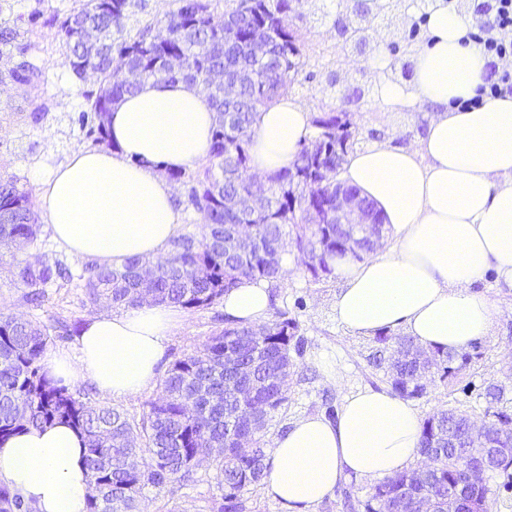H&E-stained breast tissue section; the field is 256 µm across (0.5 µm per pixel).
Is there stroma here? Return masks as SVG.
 I'll return each mask as SVG.
<instances>
[{
    "label": "stroma",
    "mask_w": 512,
    "mask_h": 512,
    "mask_svg": "<svg viewBox=\"0 0 512 512\" xmlns=\"http://www.w3.org/2000/svg\"><path fill=\"white\" fill-rule=\"evenodd\" d=\"M78 0H0V26L15 29L17 44L27 48L28 58L42 71L40 82L22 85L4 78L0 80V179L16 181L18 187L36 190L31 177L34 168L56 165L74 150L92 146L79 116L85 108L84 91L93 88L94 77L77 79L64 64L63 47L55 30L30 26L29 15H67L77 8ZM336 0H302L300 13L290 16L289 24L301 36L304 66L292 89V95L311 106L313 113L339 112L345 109L344 92L329 89L330 73L349 76L352 85L366 94L353 110L357 128L356 149L385 143L393 147L407 146L427 123L421 109L385 111L374 95L372 76L350 66V48L338 41L333 25ZM376 36L368 37L369 50L380 44H395L397 60L386 72L391 80H403V67L413 54L424 47V35H411L409 26L378 24ZM45 105L39 122H32L34 106ZM59 260L72 273H80L85 260L67 252L54 239L49 225H41L38 236L29 247L19 249L0 242V311L45 325L56 321L82 323L88 317L105 312V304L90 305L81 281L77 278L61 287L47 289L41 306L24 299L25 290L17 281L18 267L30 259ZM284 276L273 286L278 307L287 309L299 324L303 338L301 351L293 353L294 367L288 381V402L277 411L261 439L270 444L275 435L284 433L291 423L303 416H329L340 410L345 398L360 389H388V376L367 361L372 340L352 334L340 326L334 315L340 281L336 275L312 277L295 253H287L283 261ZM478 292L493 300L497 307L489 336L478 341V358L463 366L448 382H428L425 393L412 404L421 418L440 409H454L468 415L471 421H484L486 403L483 392L494 383L506 390L507 407H512V366H505L512 356V288L497 285L494 277L477 286ZM222 304L199 311H182V326L169 337L159 373H166L176 359L200 351L212 333L222 325ZM217 490L210 471L202 469L194 483L171 486L159 492L146 490L147 512H212Z\"/></svg>",
    "instance_id": "stroma-1"
}]
</instances>
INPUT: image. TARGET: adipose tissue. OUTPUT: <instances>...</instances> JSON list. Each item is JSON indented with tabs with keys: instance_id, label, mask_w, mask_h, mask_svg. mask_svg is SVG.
I'll list each match as a JSON object with an SVG mask.
<instances>
[{
	"instance_id": "obj_1",
	"label": "adipose tissue",
	"mask_w": 512,
	"mask_h": 512,
	"mask_svg": "<svg viewBox=\"0 0 512 512\" xmlns=\"http://www.w3.org/2000/svg\"><path fill=\"white\" fill-rule=\"evenodd\" d=\"M468 19L434 0L426 45L413 57L409 83L387 80L382 53L359 59L383 108L422 106L427 125L410 146L377 144L351 153L341 177L373 200L395 235L393 252L338 261L337 322L360 336L393 330L420 345L460 351L488 336L495 315L474 290L488 273L512 288V96L463 108L486 76V58L468 40ZM312 113L283 96L258 115L250 166L264 177L287 166L312 131ZM214 114L203 87L143 81L109 115L112 145L81 148L37 179L40 207L68 252L121 264L132 256L164 258L180 213L162 169H181L209 149ZM224 313L261 327L270 292L243 279L225 293ZM181 321L151 302L121 314H99L81 328L77 355L46 356L53 379L91 383L112 398L154 382L165 342ZM422 421L405 399L360 389L335 419L304 416L275 437L265 479L268 495L289 512H313L351 478L380 479L417 459ZM80 437L55 424L0 443V485L33 512H87L93 492Z\"/></svg>"
}]
</instances>
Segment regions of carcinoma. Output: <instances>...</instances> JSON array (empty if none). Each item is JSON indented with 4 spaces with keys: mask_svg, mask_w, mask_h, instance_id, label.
I'll list each match as a JSON object with an SVG mask.
<instances>
[{
    "mask_svg": "<svg viewBox=\"0 0 512 512\" xmlns=\"http://www.w3.org/2000/svg\"><path fill=\"white\" fill-rule=\"evenodd\" d=\"M228 15L215 13L213 0H178L175 9L146 23L136 36L122 35L124 22L133 7L131 0H80L79 7L65 17L40 11L30 14L34 25L58 29L65 50V64L80 80L97 75V87L84 92L87 110L81 124H90L88 135L97 144L109 143L107 117L123 96L132 94L140 81L121 84L112 73L125 67L141 71V81L161 78L201 84L211 71L234 74L250 70L256 80L241 87L229 124H224V92L208 94L215 112V127L204 161L192 172H168L169 178L187 187V204L203 219L200 235L176 237L166 257L159 261L136 257L120 267L85 264L79 279L91 304L102 298L114 308L135 307L146 299L185 310L205 309L218 303L224 292L240 279L265 280L271 284L283 276L286 237L293 250L315 278L335 272L338 259L359 260L373 251L379 238L362 240L351 252L339 224H321L315 233L307 225L310 211L325 213L331 188L312 176L304 160L316 139L324 137L336 146V113L321 112L312 119L313 133L299 145L294 159L265 179L249 174L250 150L256 115L288 94L294 75L302 68V54L289 53L299 34L288 24L299 0H232ZM94 26L101 46L92 52L82 36V24ZM264 39L269 54L257 59L246 51L247 43ZM17 55L9 77L29 84L42 76L27 58V48L16 47ZM178 54L188 69L182 75H158L163 60ZM298 188V200L305 207H290L288 189ZM266 195L274 199L268 212L243 213L231 200L241 195ZM0 239L19 246L34 243L39 214L32 192L13 180H0ZM235 224H251L258 245L249 254H233L216 247ZM155 270L149 293L140 290L139 272ZM16 277L27 289L25 299L38 302L50 285L63 286L73 279L70 269L56 261L39 260L18 269ZM298 324L288 310L274 308L261 329L241 326L224 317L204 348L174 361L163 380L165 398L151 404L136 420L123 410L88 401L53 380L45 368L51 342L49 327L13 314L0 312V439L5 440L29 428L64 421L84 439L85 464L95 493L88 499L87 512H145V489L163 490L171 482H190L204 466L213 473L219 492L215 512H246L248 494L262 483L267 454L259 433L273 414L288 402L287 385L293 366L291 350H300ZM371 363L389 376L392 392L403 398L423 394L420 378L429 368L439 381L455 376L470 363L467 350L441 351L417 346L410 337L383 333ZM503 388L490 384L484 398L491 416L484 441L494 442L498 432L512 428V413L497 407ZM453 431L459 446L473 444L468 419L452 410H441L422 424L419 455L429 456L431 466L424 472L404 470L385 477L366 501L357 502L364 512H417V504L434 498L439 507L448 499V481L465 466L454 448L439 443L437 436ZM498 442V441H496ZM511 448L512 440L498 442ZM218 451L203 456L201 448ZM512 467L481 474L473 473L470 483L471 508L466 512H488L492 483L497 477H511ZM0 512H32L16 493L0 486Z\"/></svg>",
    "mask_w": 512,
    "mask_h": 512,
    "instance_id": "carcinoma-1",
    "label": "carcinoma"
}]
</instances>
